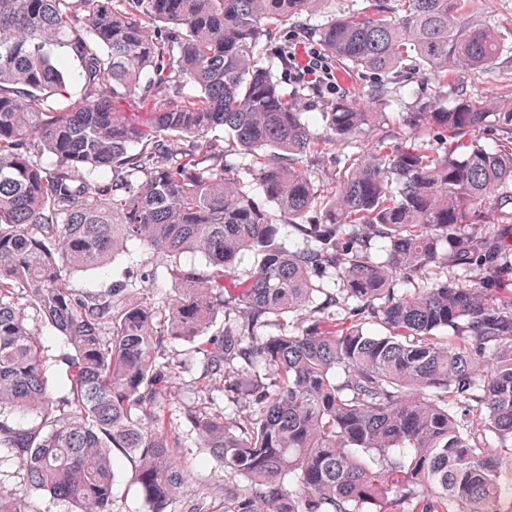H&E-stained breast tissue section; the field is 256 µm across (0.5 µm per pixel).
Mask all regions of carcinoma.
<instances>
[{"label": "carcinoma", "instance_id": "obj_1", "mask_svg": "<svg viewBox=\"0 0 512 512\" xmlns=\"http://www.w3.org/2000/svg\"><path fill=\"white\" fill-rule=\"evenodd\" d=\"M321 2L0 0V447L26 476L0 488V512H35L41 493L113 512L115 450L164 512L191 477L164 410L178 365L161 349L176 341L233 408L184 411L224 479L216 512H497L512 487V141L477 135L512 126V98L458 89L437 108L411 84L486 68L508 36L467 0H368L312 29L326 55L380 76L367 97H409L403 126L437 133L386 151L383 113L338 99L317 134L275 77L277 34ZM129 98L152 103L147 121L116 108ZM216 128L261 193L207 139ZM377 131L375 150H351ZM320 143L336 148L330 190L304 168ZM281 225L306 245L278 244ZM129 243L205 264L173 266L162 302L122 280L69 287ZM249 252L260 260L225 292ZM448 264L506 295L439 278ZM30 309L71 350L64 397Z\"/></svg>", "mask_w": 512, "mask_h": 512}]
</instances>
